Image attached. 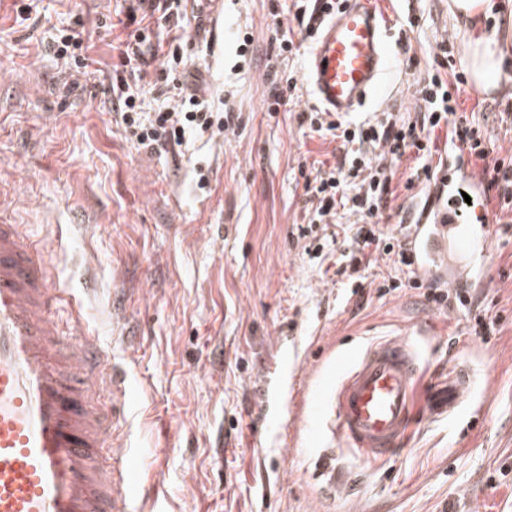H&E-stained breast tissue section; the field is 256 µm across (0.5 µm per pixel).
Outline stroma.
<instances>
[{
  "label": "stroma",
  "instance_id": "obj_1",
  "mask_svg": "<svg viewBox=\"0 0 512 512\" xmlns=\"http://www.w3.org/2000/svg\"><path fill=\"white\" fill-rule=\"evenodd\" d=\"M223 0L224 21L188 13L187 56L215 110L240 113L236 132L192 141L184 154L134 147L104 96L66 93L46 50L58 30L93 28L124 0H0V194L52 257L54 316L80 327L125 373L118 437L141 475L132 512H512V229L477 306L442 313L410 288L377 296L379 282L413 268L374 261L363 292L338 282L351 233L329 226L320 255L298 236L302 164H333L341 140L301 125L308 87L267 109L266 72L301 77L309 46L278 49L272 5ZM393 68L353 121L415 112L441 39L456 41L448 0H384ZM512 76L495 95L465 83L460 112L487 131L493 156L512 157ZM394 167L389 225L406 223L426 185ZM208 186L199 189V176ZM421 326L427 372L469 364V401L449 420L419 423L396 455L367 462L313 414L347 363L372 342Z\"/></svg>",
  "mask_w": 512,
  "mask_h": 512
}]
</instances>
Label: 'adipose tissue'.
Instances as JSON below:
<instances>
[{"mask_svg": "<svg viewBox=\"0 0 512 512\" xmlns=\"http://www.w3.org/2000/svg\"><path fill=\"white\" fill-rule=\"evenodd\" d=\"M491 0H448V14L459 28L460 61L472 83L495 94L512 72V10L492 15Z\"/></svg>", "mask_w": 512, "mask_h": 512, "instance_id": "adipose-tissue-1", "label": "adipose tissue"}]
</instances>
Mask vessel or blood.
<instances>
[{
    "instance_id": "vessel-or-blood-1",
    "label": "vessel or blood",
    "mask_w": 512,
    "mask_h": 512,
    "mask_svg": "<svg viewBox=\"0 0 512 512\" xmlns=\"http://www.w3.org/2000/svg\"><path fill=\"white\" fill-rule=\"evenodd\" d=\"M388 71L380 11L373 0H343L312 46L305 83L316 103L338 115L354 111ZM483 187L482 175L467 168L413 208L406 247L419 276L457 291L443 275L450 241L467 248L474 267H492L493 215ZM470 207L478 222L462 221ZM51 267L49 251L0 219V512H127L134 473L112 446L126 384L113 382L111 409L98 405L91 388L103 376L104 354L91 337L60 331ZM418 370L416 332L377 341L353 358L315 414L366 459L386 460L416 418L448 419L471 392L472 370L458 362L416 397Z\"/></svg>"
}]
</instances>
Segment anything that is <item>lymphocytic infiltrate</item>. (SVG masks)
Here are the masks:
<instances>
[{
  "label": "lymphocytic infiltrate",
  "instance_id": "obj_1",
  "mask_svg": "<svg viewBox=\"0 0 512 512\" xmlns=\"http://www.w3.org/2000/svg\"><path fill=\"white\" fill-rule=\"evenodd\" d=\"M180 7V0H130L125 11L126 35L117 45L119 62L112 65L101 88L112 103L125 138L151 151L183 145L189 131L199 135L224 133L234 122L233 112H212L203 107L201 79L188 69L182 37L171 40L159 70L151 68L153 41L161 32L178 28ZM48 50L61 63L68 91L79 90L75 77L88 75L91 64L83 25L63 30L49 43ZM434 65L436 74L423 81L419 90L422 109L415 116L376 123L341 119L328 123L348 150L333 166L305 175L303 202L309 222L301 235L313 236L316 228L330 223L338 211L354 216L353 247L345 265L337 269V276L360 278L375 255L398 266H410L403 239L382 223L392 195L391 166L406 154H415L423 161L418 177L431 181L435 173L425 159L432 153L437 128H449L452 137L468 145L472 156L483 163L486 190L493 192L500 211H512V160L492 157L485 133L459 114L453 94L464 85L463 75L454 72L449 82L439 75L440 70L453 67L447 43L439 44ZM147 90L163 98L162 107L143 110L142 95Z\"/></svg>",
  "mask_w": 512,
  "mask_h": 512
}]
</instances>
